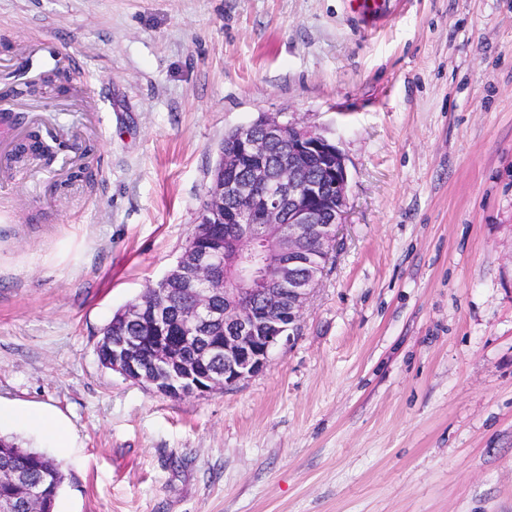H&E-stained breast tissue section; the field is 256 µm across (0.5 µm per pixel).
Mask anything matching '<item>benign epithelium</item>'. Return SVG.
I'll return each instance as SVG.
<instances>
[{
	"label": "benign epithelium",
	"mask_w": 512,
	"mask_h": 512,
	"mask_svg": "<svg viewBox=\"0 0 512 512\" xmlns=\"http://www.w3.org/2000/svg\"><path fill=\"white\" fill-rule=\"evenodd\" d=\"M246 176H211L206 206L183 255L166 277L190 301L167 336L164 305L147 292L126 308L139 336L112 338V370L181 399L202 396L262 373L277 346L289 341L323 274L318 252L339 244L348 214V173L336 144L308 126L269 115L236 129ZM282 148L276 161L272 149ZM314 160L317 177H300ZM229 207L237 258L210 219ZM224 296V307L214 297Z\"/></svg>",
	"instance_id": "7a95c632"
}]
</instances>
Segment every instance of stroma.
I'll use <instances>...</instances> for the list:
<instances>
[{
	"label": "stroma",
	"instance_id": "35a3bbf8",
	"mask_svg": "<svg viewBox=\"0 0 512 512\" xmlns=\"http://www.w3.org/2000/svg\"><path fill=\"white\" fill-rule=\"evenodd\" d=\"M64 149L0 177V425L56 512H512V0H0V91ZM267 113L341 150L349 213L265 371L173 400L101 366L177 262L225 134ZM98 163L74 177L72 144ZM350 14L364 26L373 28L382 21L378 11L377 0H345ZM2 422H21L35 429L49 428L57 439L64 441L67 438L66 430L59 424L51 422L42 412L24 411L0 405V423Z\"/></svg>",
	"mask_w": 512,
	"mask_h": 512
}]
</instances>
